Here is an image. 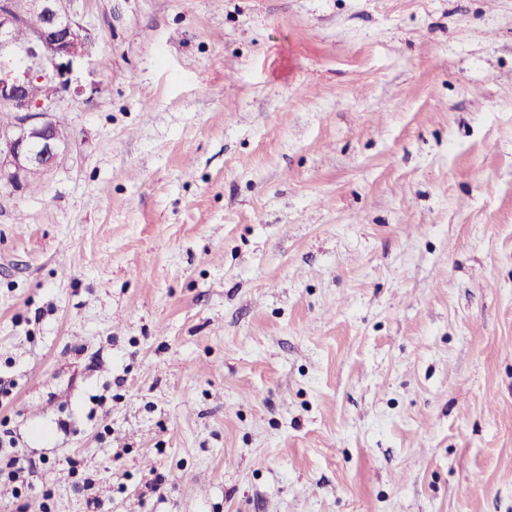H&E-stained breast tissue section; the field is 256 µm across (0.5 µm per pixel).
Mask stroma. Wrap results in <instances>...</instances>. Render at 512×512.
<instances>
[{"instance_id":"obj_1","label":"stroma","mask_w":512,"mask_h":512,"mask_svg":"<svg viewBox=\"0 0 512 512\" xmlns=\"http://www.w3.org/2000/svg\"><path fill=\"white\" fill-rule=\"evenodd\" d=\"M75 9L67 153L0 195L53 512L73 461L102 512H512V0Z\"/></svg>"}]
</instances>
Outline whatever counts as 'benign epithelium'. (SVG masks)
<instances>
[{"instance_id": "1", "label": "benign epithelium", "mask_w": 512, "mask_h": 512, "mask_svg": "<svg viewBox=\"0 0 512 512\" xmlns=\"http://www.w3.org/2000/svg\"><path fill=\"white\" fill-rule=\"evenodd\" d=\"M28 24L27 41L14 40ZM91 34L71 9L58 12L55 0H0V103L13 114L0 129V194L24 193L34 173L46 176L63 159L69 131L57 114L69 96L83 92L81 69L90 55ZM35 81L54 85L55 96L38 100L28 94Z\"/></svg>"}]
</instances>
